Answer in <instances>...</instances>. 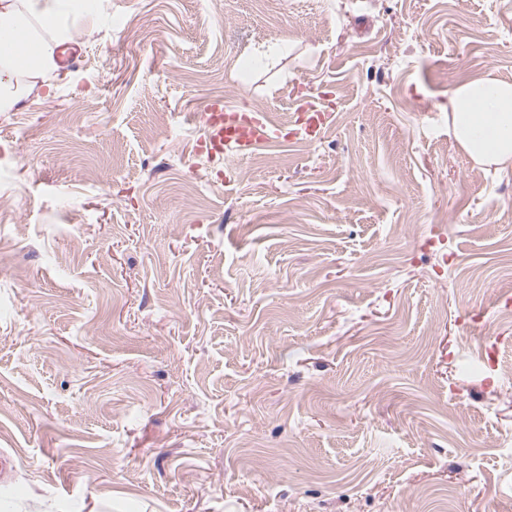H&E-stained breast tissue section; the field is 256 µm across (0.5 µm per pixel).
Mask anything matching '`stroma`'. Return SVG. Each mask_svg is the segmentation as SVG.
<instances>
[{
	"instance_id": "35a3bbf8",
	"label": "stroma",
	"mask_w": 512,
	"mask_h": 512,
	"mask_svg": "<svg viewBox=\"0 0 512 512\" xmlns=\"http://www.w3.org/2000/svg\"><path fill=\"white\" fill-rule=\"evenodd\" d=\"M0 113L9 512H512V0H95ZM281 129L200 151L209 103ZM451 132L472 160L512 162V83L487 78L458 86L448 98Z\"/></svg>"
}]
</instances>
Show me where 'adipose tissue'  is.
Returning a JSON list of instances; mask_svg holds the SVG:
<instances>
[{
	"label": "adipose tissue",
	"mask_w": 512,
	"mask_h": 512,
	"mask_svg": "<svg viewBox=\"0 0 512 512\" xmlns=\"http://www.w3.org/2000/svg\"><path fill=\"white\" fill-rule=\"evenodd\" d=\"M89 0H0V112L12 111L32 89L31 79L52 71L56 48L72 27L89 21ZM451 132L472 160L512 164V83L487 78L458 86L448 99Z\"/></svg>",
	"instance_id": "adipose-tissue-1"
}]
</instances>
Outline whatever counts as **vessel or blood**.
<instances>
[{"mask_svg": "<svg viewBox=\"0 0 512 512\" xmlns=\"http://www.w3.org/2000/svg\"><path fill=\"white\" fill-rule=\"evenodd\" d=\"M206 147L211 154L241 153L256 140L278 138L280 130L267 123L265 118L253 112H240L214 101L205 108Z\"/></svg>", "mask_w": 512, "mask_h": 512, "instance_id": "vessel-or-blood-1", "label": "vessel or blood"}]
</instances>
